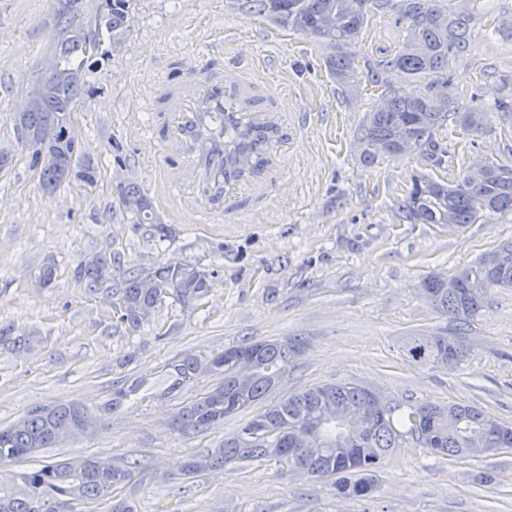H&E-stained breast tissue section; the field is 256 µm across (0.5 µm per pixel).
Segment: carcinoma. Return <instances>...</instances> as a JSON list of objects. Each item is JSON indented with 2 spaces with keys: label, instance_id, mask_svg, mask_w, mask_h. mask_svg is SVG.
I'll list each match as a JSON object with an SVG mask.
<instances>
[{
  "label": "carcinoma",
  "instance_id": "obj_1",
  "mask_svg": "<svg viewBox=\"0 0 512 512\" xmlns=\"http://www.w3.org/2000/svg\"><path fill=\"white\" fill-rule=\"evenodd\" d=\"M68 0L58 8L62 36L50 58L54 70L44 73L43 87L29 93L28 107L22 114L24 126L32 133L55 129L62 132L63 122L75 110L84 84L89 61L100 54L104 38L118 41L123 33L125 13L130 0H105L99 13L109 18L104 28H87L79 19L77 3ZM241 9L248 14L270 17L296 31L338 49L327 60V68L336 82L347 91L358 90L362 79L352 50L369 16L375 11L396 10L407 21V34L401 49L390 59L367 70L373 85H386L389 69L406 72L417 86L410 91L388 89L383 106L369 113L360 132L363 159L398 158L418 152L435 166L444 163L436 133L450 119L468 132L481 129L479 108L462 106L448 79L449 64L462 57L470 45V31L477 14L464 10L447 11L439 0H244ZM32 149V167L39 170L42 185L53 188L64 181L92 185L96 171L79 161L77 151L67 150L52 158L39 159L40 149ZM118 205L126 212L154 225L155 233L166 238L169 228L153 220L151 201L133 185L118 188ZM404 218L412 224H452L461 228L473 224L485 211L512 212V165L491 162L469 168L461 179L448 183L427 175L413 179L411 190L400 205ZM498 261L488 263L489 253ZM479 260L451 276L435 274L423 284L426 300L440 313L466 321L482 307L490 288L512 287V240L504 241ZM211 274L190 263L166 262L141 272H129L115 288L122 301L119 321L135 331L162 305L159 289H169V297L189 307L206 296ZM87 289L97 292L112 280V256L100 254L82 270ZM35 336L16 332L13 326H0V349L16 354L32 351ZM257 354L255 369L245 372L237 362L225 361L212 372L220 382L204 396L180 407L172 425L187 434L205 433L210 421L233 416L265 398L279 382L283 368L300 349L294 341L269 340L234 345ZM404 355L422 365L441 362L461 364L467 351L462 334L409 336ZM203 372L193 354L170 361L163 371L164 393L178 392ZM370 390L354 383L316 385L270 404L246 421L224 444L204 454L191 456L183 475L200 477L228 464L274 459L313 477H335L336 494L367 497L374 490L373 473L382 467L391 451L405 438H417L421 447L434 455L463 459L469 456L467 439L489 435L495 440L512 435V426L490 413L466 404L433 402H396L385 418L373 423L368 433L337 446L336 425L326 428L314 452L292 453L284 443L286 432L316 420L331 406L337 410L357 409L367 402ZM137 396L151 397L147 380L137 378L130 385L112 392L106 409L115 411ZM88 409L76 403H57L42 415L33 407L23 419L0 427V464L27 459L44 448H55L77 436L74 426ZM142 468L140 461L110 460L93 455L69 458L46 464L0 480V512H60L59 506L73 500L111 503L109 512H134L133 506L115 496L120 486Z\"/></svg>",
  "mask_w": 512,
  "mask_h": 512
}]
</instances>
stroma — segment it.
Returning a JSON list of instances; mask_svg holds the SVG:
<instances>
[{"mask_svg": "<svg viewBox=\"0 0 512 512\" xmlns=\"http://www.w3.org/2000/svg\"><path fill=\"white\" fill-rule=\"evenodd\" d=\"M55 0H0V324L32 330L26 354L0 350V426L37 405L74 401L96 411L94 433L0 466V477L65 458L94 454L138 459L143 467L119 491L137 512H512V449L451 460L414 442L392 451L362 499L337 495L332 479L276 461L229 465L188 479L190 455L218 447L246 420H225L203 434L171 427L174 412L203 396L207 374L176 395L103 403L136 377L159 376L187 353H217L244 341L292 339L301 348L268 402L326 383L352 382L394 401L473 404L512 425V288L488 291L467 324L423 298V280L454 274L502 240L512 213L485 214L462 230L412 224L399 205L414 175L459 179L472 163L512 164V120L498 101L512 82V39L496 33L512 18V0H478L470 49L450 66L460 104H480V132L448 121L438 134L450 168L418 155L361 161L365 116L385 88L408 91L409 75L388 73L383 88L362 84L347 96L325 66L333 49L311 36L247 15L235 0H131L119 43L87 76L74 114L85 164L95 185L42 187L14 115L40 78L57 37ZM407 22L373 13L355 48L357 66L396 54ZM224 50L225 69L284 108L288 149L256 178V190L223 223L183 211L170 185L180 159L162 140L165 83L186 84L183 61ZM136 184L170 236L119 209V183ZM116 258L115 277L164 262L212 271L209 293L184 307L165 301L149 323L129 332L116 321L114 298L90 293L78 271L94 255ZM49 261V286L35 277ZM462 331L469 352L457 368L405 361L407 337Z\"/></svg>", "mask_w": 512, "mask_h": 512, "instance_id": "35a3bbf8", "label": "stroma"}]
</instances>
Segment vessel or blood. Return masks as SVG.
Returning <instances> with one entry per match:
<instances>
[{
  "label": "vessel or blood",
  "instance_id": "b4317fda",
  "mask_svg": "<svg viewBox=\"0 0 512 512\" xmlns=\"http://www.w3.org/2000/svg\"><path fill=\"white\" fill-rule=\"evenodd\" d=\"M194 95L167 94L166 147L181 158L182 176L173 189L181 204L212 224L224 221V208L248 187L258 162L270 158L271 136L281 135V115L260 105L237 72L195 63L189 74ZM235 133L239 147L225 151L221 129Z\"/></svg>",
  "mask_w": 512,
  "mask_h": 512
}]
</instances>
